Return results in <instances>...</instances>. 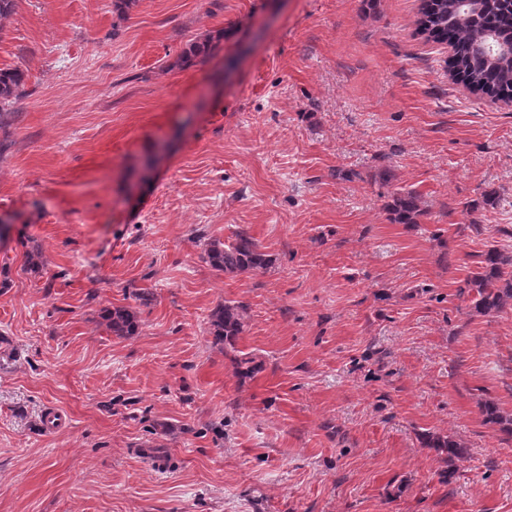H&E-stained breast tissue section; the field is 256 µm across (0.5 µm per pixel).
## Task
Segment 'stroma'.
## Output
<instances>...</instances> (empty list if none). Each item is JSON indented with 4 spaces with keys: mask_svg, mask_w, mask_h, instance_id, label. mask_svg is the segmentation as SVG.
Instances as JSON below:
<instances>
[{
    "mask_svg": "<svg viewBox=\"0 0 512 512\" xmlns=\"http://www.w3.org/2000/svg\"><path fill=\"white\" fill-rule=\"evenodd\" d=\"M419 8L139 0L120 22L113 0H19L0 20V68L28 75L0 154V512H512V440L479 409L512 414V310L457 293L512 251V103L453 77ZM220 28L208 65L176 66ZM392 185L421 224L388 221ZM241 228L267 271L205 261ZM227 301L232 350L209 333ZM111 305L137 335L101 325ZM425 431L467 446L452 484ZM244 305L225 303L216 309L210 320V329L216 340L234 348L239 336L244 332V322L241 312ZM101 317L105 321L107 329L115 336H133L139 329L137 316L124 307L105 308Z\"/></svg>",
    "mask_w": 512,
    "mask_h": 512,
    "instance_id": "1",
    "label": "stroma"
}]
</instances>
